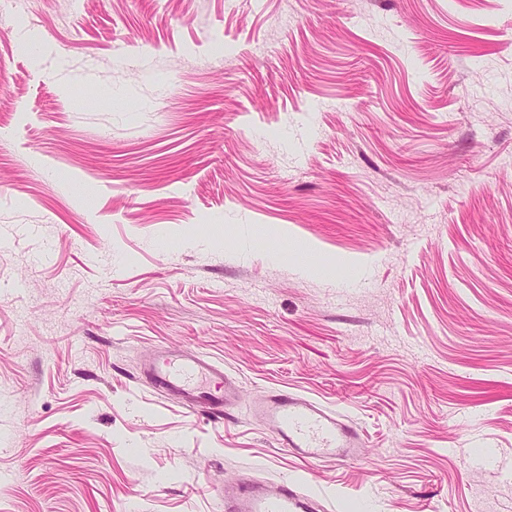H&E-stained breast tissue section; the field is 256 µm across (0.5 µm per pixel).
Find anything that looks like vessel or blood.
Listing matches in <instances>:
<instances>
[{
	"mask_svg": "<svg viewBox=\"0 0 512 512\" xmlns=\"http://www.w3.org/2000/svg\"><path fill=\"white\" fill-rule=\"evenodd\" d=\"M144 374L159 393L186 409L224 417L237 406L241 387L222 366L193 352L164 347L145 362ZM277 445L307 461L341 462L362 446L359 428L335 410L303 395L266 391L255 407ZM224 512H317L318 503L293 483L250 480L225 486Z\"/></svg>",
	"mask_w": 512,
	"mask_h": 512,
	"instance_id": "1",
	"label": "vessel or blood"
}]
</instances>
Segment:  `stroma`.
<instances>
[{
	"mask_svg": "<svg viewBox=\"0 0 512 512\" xmlns=\"http://www.w3.org/2000/svg\"><path fill=\"white\" fill-rule=\"evenodd\" d=\"M166 346L239 409L159 397ZM270 388L358 456L278 447ZM245 473L512 512V0H0V512H223ZM143 372L161 395L207 416L224 417L240 399L239 383L198 353L163 347L144 363ZM255 414L280 448L307 461L350 460L362 446L355 424L300 394L270 389L256 405Z\"/></svg>",
	"mask_w": 512,
	"mask_h": 512,
	"instance_id": "1",
	"label": "stroma"
}]
</instances>
